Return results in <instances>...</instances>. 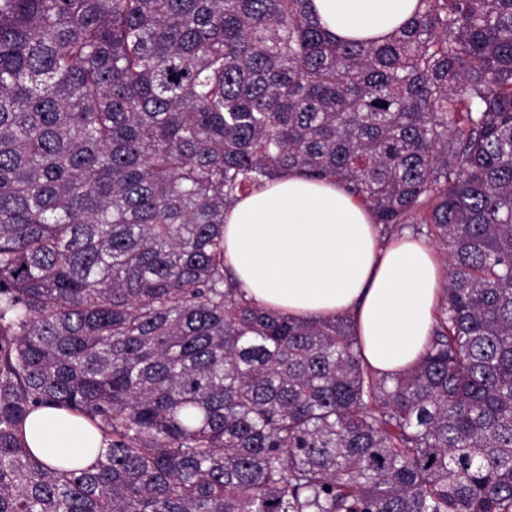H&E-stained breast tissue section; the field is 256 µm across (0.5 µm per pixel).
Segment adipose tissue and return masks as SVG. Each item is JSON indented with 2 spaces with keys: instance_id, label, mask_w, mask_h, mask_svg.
I'll return each instance as SVG.
<instances>
[{
  "instance_id": "obj_1",
  "label": "adipose tissue",
  "mask_w": 512,
  "mask_h": 512,
  "mask_svg": "<svg viewBox=\"0 0 512 512\" xmlns=\"http://www.w3.org/2000/svg\"><path fill=\"white\" fill-rule=\"evenodd\" d=\"M417 0H311L333 37L384 39L412 15ZM224 264L259 305L294 317L349 314L369 369L395 375L423 354L444 271L429 244L382 241L370 212L333 179L288 171L239 196L224 216ZM26 441L55 466L89 463L99 431L80 416L40 409Z\"/></svg>"
}]
</instances>
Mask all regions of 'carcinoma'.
Segmentation results:
<instances>
[{
    "instance_id": "cac0c4a2",
    "label": "carcinoma",
    "mask_w": 512,
    "mask_h": 512,
    "mask_svg": "<svg viewBox=\"0 0 512 512\" xmlns=\"http://www.w3.org/2000/svg\"><path fill=\"white\" fill-rule=\"evenodd\" d=\"M309 5L0 0V512H512V0L381 43ZM290 169L446 248L409 371L228 276L224 212ZM46 406L93 465L35 456ZM26 441L36 456L49 465L63 461L85 465L99 448L101 435L80 416L46 408L27 419Z\"/></svg>"
}]
</instances>
